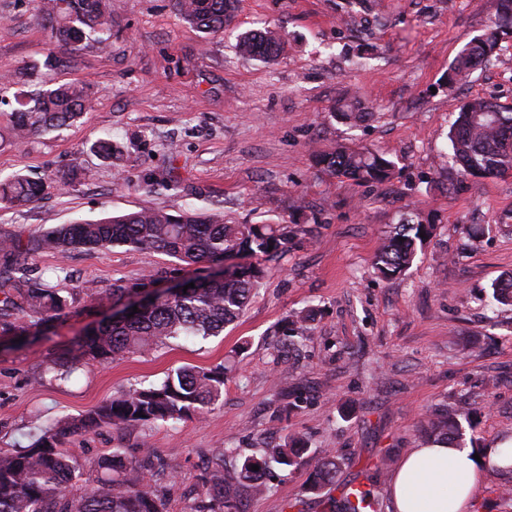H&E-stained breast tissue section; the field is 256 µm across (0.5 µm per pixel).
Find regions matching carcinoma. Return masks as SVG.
I'll list each match as a JSON object with an SVG mask.
<instances>
[{"instance_id": "1", "label": "carcinoma", "mask_w": 512, "mask_h": 512, "mask_svg": "<svg viewBox=\"0 0 512 512\" xmlns=\"http://www.w3.org/2000/svg\"><path fill=\"white\" fill-rule=\"evenodd\" d=\"M181 19L199 32L211 35L224 31L235 11V0H173ZM41 21L50 40L82 49L84 42L100 46L112 38V0H43ZM512 31V0H499L491 25L475 36L448 70V88L468 76L474 66L488 59L502 37ZM285 42L271 29L247 32L238 38L237 53L262 62L278 57ZM92 96L85 85L64 81L47 89L14 92V106L5 113L6 125L0 137L28 141L41 133L69 127L88 111ZM356 126L368 113L354 102L330 113ZM452 161L461 176L473 178L503 175L512 170V106L475 99L464 103L453 123L450 137ZM99 157L110 160L120 146L100 138L92 146ZM317 165L337 178L358 184L379 185L388 181L395 162L366 148L338 147L315 155ZM46 184L22 174L0 182V205L5 208L32 203L41 198ZM425 236H420V233ZM433 232L431 224L396 225L374 255L372 268L384 278L404 273ZM129 245L162 252L180 265L199 262L224 265L216 277L195 284L187 291L166 297L137 310L130 318L109 322L86 332L77 341L82 357L103 361L126 354L145 353L180 336H212L224 331L244 312L265 271L261 261L288 245V226L281 224H226L220 214L203 215L185 211L140 210L112 214L96 220H78L51 228L22 241H0V264L18 275V282H0V333L20 337L39 335L43 328L65 316L68 297L57 288L29 277L28 259L46 251L106 249ZM493 299L512 305V275L493 285ZM13 311L31 318L28 325L8 320ZM224 393V368L182 366L158 385L135 388L48 429L33 443L13 451H0V512H163V500L153 484L154 453L143 450L134 462L124 448L112 449L100 467L112 471L93 482L74 510L57 508L75 470V456L65 448L66 439L103 428L125 430L147 423L181 421L202 413ZM468 414L443 410L431 417L426 432L440 440L454 441ZM305 451L298 438L269 443L246 456L234 472L215 477L208 498L193 512H215L218 502L225 512L236 509L237 489L246 486L262 490V477L273 464L290 466ZM259 470H251V466ZM337 462L319 459L313 467L310 489L321 491L336 479ZM375 507L371 492L361 490L357 501L346 500L341 512H361Z\"/></svg>"}]
</instances>
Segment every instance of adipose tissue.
<instances>
[{
    "mask_svg": "<svg viewBox=\"0 0 512 512\" xmlns=\"http://www.w3.org/2000/svg\"><path fill=\"white\" fill-rule=\"evenodd\" d=\"M485 456L512 465V443L486 449ZM485 462L475 459L473 449L454 444L409 449L390 482L393 512H471Z\"/></svg>",
    "mask_w": 512,
    "mask_h": 512,
    "instance_id": "obj_1",
    "label": "adipose tissue"
}]
</instances>
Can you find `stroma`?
I'll return each mask as SVG.
<instances>
[{
	"instance_id": "1",
	"label": "stroma",
	"mask_w": 512,
	"mask_h": 512,
	"mask_svg": "<svg viewBox=\"0 0 512 512\" xmlns=\"http://www.w3.org/2000/svg\"><path fill=\"white\" fill-rule=\"evenodd\" d=\"M40 8L0 0V76L31 67L39 87L81 82L93 106L73 126L0 144L1 179L19 171L48 184L40 200L0 210V239L148 208L284 224L290 237L220 335L86 358L65 381L57 364L111 312L113 284L151 276L165 286L182 273L173 258L128 245L32 255V277L70 305L45 335L0 337L1 450L185 365L226 366L221 400L198 419L71 438L78 467L67 501L103 476L101 461L121 445L161 457L155 483L166 512H189L213 474L296 437L306 452L267 472L263 493L239 489L241 512H338L353 486L371 490L377 512H392L390 478L426 443L434 411L472 412L467 447L512 440V308L492 300L493 284L512 273V173L458 175L448 138L464 102L512 105V36L456 87L447 83L497 0H238L216 35L183 22L172 0H112L111 48L75 55L51 43ZM265 27L283 35V55L270 64L240 57L238 34ZM50 54L59 65L45 66ZM349 99L370 111L356 127L331 115ZM108 136L123 146L110 161L92 149ZM340 144L394 160L390 181L359 186L320 172L313 149ZM69 169L75 183L57 186ZM413 213L433 225L429 243L404 275L377 277L374 253ZM307 311L313 320L294 332L290 316ZM317 458L339 469L334 485L313 493ZM473 512H512V474L487 471Z\"/></svg>"
}]
</instances>
